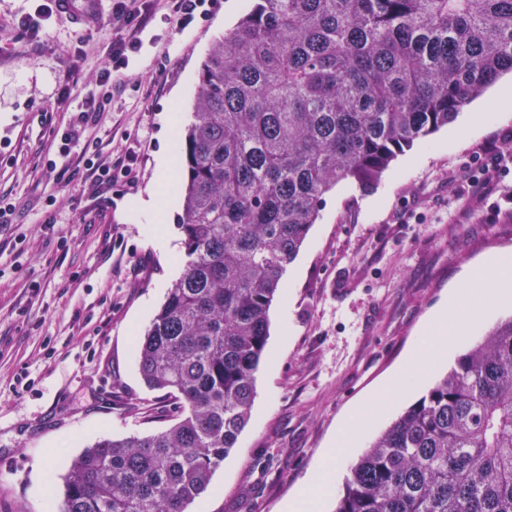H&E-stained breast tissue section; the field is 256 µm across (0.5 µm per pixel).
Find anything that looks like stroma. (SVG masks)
<instances>
[{
	"label": "stroma",
	"instance_id": "obj_1",
	"mask_svg": "<svg viewBox=\"0 0 512 512\" xmlns=\"http://www.w3.org/2000/svg\"><path fill=\"white\" fill-rule=\"evenodd\" d=\"M247 0H218L178 30L164 0L131 57L124 90L85 133L104 159L141 150L135 185L94 190L86 171L47 172L56 132L109 62L111 7L85 24L54 15L29 39L34 0H0V194L16 205L0 226V512H59L62 478L99 439L166 428L173 403L138 371L137 340L180 277L179 203L165 224L132 205L154 188L168 138L184 131L201 64ZM87 45H79V37ZM498 82L447 127L417 142L363 192L329 191L269 310V338L247 427L189 512H283L341 424L404 362L425 320L491 253L512 252V163L477 190L484 145L512 147ZM55 199L60 234L45 230ZM171 244L161 248L158 237ZM39 282L32 293L30 282ZM26 373L19 387L15 377Z\"/></svg>",
	"mask_w": 512,
	"mask_h": 512
}]
</instances>
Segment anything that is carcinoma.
<instances>
[{
    "instance_id": "carcinoma-1",
    "label": "carcinoma",
    "mask_w": 512,
    "mask_h": 512,
    "mask_svg": "<svg viewBox=\"0 0 512 512\" xmlns=\"http://www.w3.org/2000/svg\"><path fill=\"white\" fill-rule=\"evenodd\" d=\"M512 73V0H250L202 64L183 272L138 343L168 428L104 438L61 512H189L247 426L283 277L337 184L375 185ZM334 512H512V315L351 466Z\"/></svg>"
}]
</instances>
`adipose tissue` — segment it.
Wrapping results in <instances>:
<instances>
[{"label": "adipose tissue", "instance_id": "1", "mask_svg": "<svg viewBox=\"0 0 512 512\" xmlns=\"http://www.w3.org/2000/svg\"><path fill=\"white\" fill-rule=\"evenodd\" d=\"M464 283V288L450 290L447 299L428 318L409 362L368 399L363 413L342 424L335 447L328 449L316 473L285 504V512H322L333 476L357 446L366 421L385 413L391 401L406 396L420 384L426 368L446 351L451 337L468 335L485 305L512 302V256L488 257L479 269L465 272Z\"/></svg>", "mask_w": 512, "mask_h": 512}]
</instances>
